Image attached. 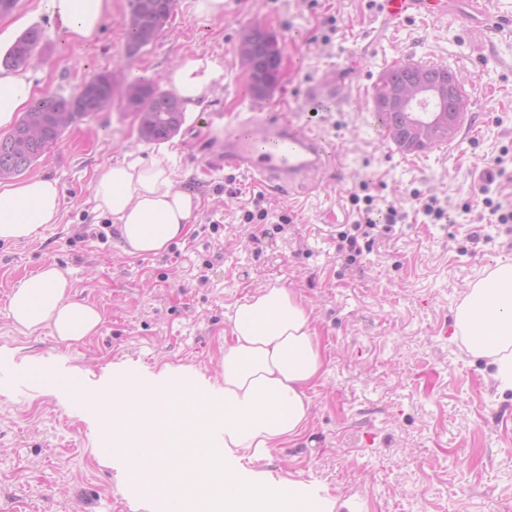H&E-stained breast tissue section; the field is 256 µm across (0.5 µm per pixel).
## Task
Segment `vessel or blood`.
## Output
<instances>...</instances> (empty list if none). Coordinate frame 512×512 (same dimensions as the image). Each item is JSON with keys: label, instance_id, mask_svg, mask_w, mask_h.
I'll return each instance as SVG.
<instances>
[{"label": "vessel or blood", "instance_id": "vessel-or-blood-1", "mask_svg": "<svg viewBox=\"0 0 512 512\" xmlns=\"http://www.w3.org/2000/svg\"><path fill=\"white\" fill-rule=\"evenodd\" d=\"M476 0H380L381 10L391 19L404 20L417 14L455 15L468 25H498L499 16L476 9ZM246 132L224 138V164L256 178L273 193L282 194L296 183L325 170L331 156L313 131H302L287 114L267 120L248 119Z\"/></svg>", "mask_w": 512, "mask_h": 512}]
</instances>
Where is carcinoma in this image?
<instances>
[{
  "mask_svg": "<svg viewBox=\"0 0 512 512\" xmlns=\"http://www.w3.org/2000/svg\"><path fill=\"white\" fill-rule=\"evenodd\" d=\"M176 9V0H130L129 13L123 19L128 35L127 47L141 50L151 45L164 31ZM42 40V32L31 28L24 32L0 56V67L7 71L27 68L34 59ZM250 75L248 89L251 96L262 100L270 96L277 73V59L271 50L266 33L259 27L249 37ZM388 82L394 87L411 83L417 77L416 68L401 63L387 71ZM116 85L107 80L101 83L95 104L89 109L75 105L74 96L43 94L29 103L12 130L0 136V179L26 173L67 129L84 119L111 108ZM124 110L138 122L140 137L146 141L170 139L183 122V101L175 94L164 91L157 82L136 79L123 90ZM374 117L381 129L395 131L398 136L418 143L425 151L441 143L428 130L411 124L406 111L383 98L374 104Z\"/></svg>",
  "mask_w": 512,
  "mask_h": 512,
  "instance_id": "cac0c4a2",
  "label": "carcinoma"
}]
</instances>
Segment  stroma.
Listing matches in <instances>:
<instances>
[{"mask_svg": "<svg viewBox=\"0 0 512 512\" xmlns=\"http://www.w3.org/2000/svg\"><path fill=\"white\" fill-rule=\"evenodd\" d=\"M379 0H225L205 19L177 0L163 33L126 53L129 0H112L98 48L60 33L38 7L17 0L0 15V52L27 29L42 42L28 69L36 93L68 96L97 73L117 88L138 76L169 90L185 60L219 75L199 111L168 140L141 139L120 101L68 129L31 175L56 180L57 223L31 240L0 242V512H151L129 458L97 449L99 416L51 381L79 373L84 384L114 367L195 371L210 393L235 303L273 280L300 294L327 349L308 429L270 449L262 466L238 452L249 476L302 480L323 501L355 512H512V388L453 335L455 310L497 260L512 258V224L484 206L464 210L490 160L512 155V24L467 29L452 16L394 21ZM261 24L282 40V78L252 99L236 54L242 30ZM466 75L468 109L457 136L404 152L374 118L380 76L410 58ZM315 129L337 167L285 195L265 194L288 224L254 243L240 209L258 186L224 167V136L256 109ZM166 157L177 189L197 198L189 232L157 256L123 249L116 224L96 208L91 181L106 165ZM368 183L379 206H406L413 192L446 206L440 224H397L356 262L336 251L338 225L352 223L351 191ZM53 264L71 297L97 306L103 322L79 343L13 324L18 282Z\"/></svg>", "mask_w": 512, "mask_h": 512, "instance_id": "obj_1", "label": "stroma"}]
</instances>
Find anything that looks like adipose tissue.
<instances>
[{"label":"adipose tissue","instance_id":"obj_1","mask_svg":"<svg viewBox=\"0 0 512 512\" xmlns=\"http://www.w3.org/2000/svg\"><path fill=\"white\" fill-rule=\"evenodd\" d=\"M60 31L97 47L109 15V0H43ZM214 72L203 62L177 65L169 80L187 111L208 95ZM34 85L28 75L0 76V130L30 101ZM93 192L98 210L118 225L124 250L156 255L188 231L196 208L194 197L175 189L165 158L116 163L97 170ZM61 196L56 181L34 176L0 186V241L33 239L39 229L57 223ZM21 329L50 328L64 342H78L101 324L92 304L72 300L70 283L53 264L20 281L9 305ZM454 333L468 350L493 366V377L512 386V258L498 260L476 281L457 306ZM327 359L312 326V309L297 292L272 282L238 301L224 339L219 404L194 399L178 385L157 389L135 373L117 377L105 393L84 388L78 375L59 385L96 409L112 440L100 448L111 459L127 432L128 412L135 406L157 408L154 439L137 449L133 463L139 480L159 485L161 512H192L207 503L209 512H306L302 481L269 484L248 480L228 463L237 451L260 454L298 439L311 410L310 390L320 380ZM224 430L214 441L215 427Z\"/></svg>","mask_w":512,"mask_h":512}]
</instances>
